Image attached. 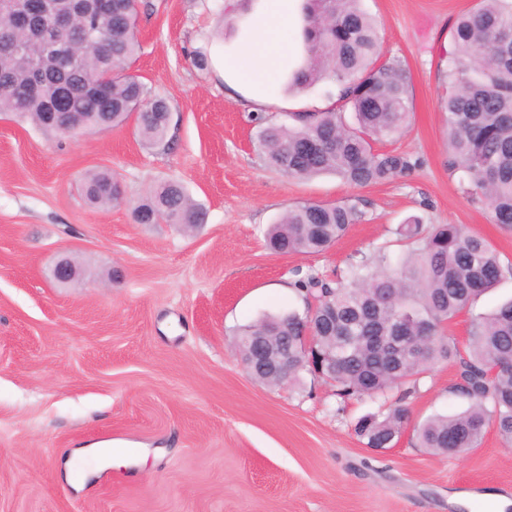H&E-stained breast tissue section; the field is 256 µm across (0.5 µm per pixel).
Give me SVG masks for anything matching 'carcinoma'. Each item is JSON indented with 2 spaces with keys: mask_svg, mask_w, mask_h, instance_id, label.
Returning <instances> with one entry per match:
<instances>
[{
  "mask_svg": "<svg viewBox=\"0 0 512 512\" xmlns=\"http://www.w3.org/2000/svg\"><path fill=\"white\" fill-rule=\"evenodd\" d=\"M362 0H307L303 29L304 65L288 79L287 91H303L332 80L337 98L314 112L287 115L292 123L262 116L256 149L267 168L296 179L334 173L351 186L383 184L409 175L420 160L375 144L407 124L412 105L407 66L380 53L376 22ZM138 0H91L73 13L63 30L45 27L13 30L0 44V113L29 120L46 134L64 125L119 127L136 119L142 142L167 147L170 106L127 73L140 48L136 36ZM94 40L70 60L55 43H80L87 29ZM22 45L26 55L16 54ZM40 65L36 78L30 60ZM445 102L448 114V168L461 172L467 194L485 201L490 219L512 229V0H477L460 17L449 37ZM354 114V122L346 113ZM89 204L123 201L120 181L107 170L85 175ZM359 202L300 203L288 207L265 233L269 249L282 255L317 253L364 219ZM137 224H192L204 214L177 180L154 188L133 209ZM393 234L407 247L394 258L376 247L351 263L344 281L331 286L315 270L295 283L305 302L302 312L266 316L237 329V348L250 359L251 337L269 336L278 345L288 337V383L310 371L299 337H314L328 353L321 378L336 385L341 398H371L388 403L384 412L362 416L356 435L369 448H391L409 421L404 400L428 366L446 361L458 367L455 392L468 401L465 411L435 416L414 427L420 447L455 457L480 446L487 426L512 441V300L488 314L470 317L466 343L445 335L447 324L471 312L474 301L512 276L487 239L460 224H425L413 217ZM431 332L418 351L392 350L375 336Z\"/></svg>",
  "mask_w": 512,
  "mask_h": 512,
  "instance_id": "carcinoma-1",
  "label": "carcinoma"
}]
</instances>
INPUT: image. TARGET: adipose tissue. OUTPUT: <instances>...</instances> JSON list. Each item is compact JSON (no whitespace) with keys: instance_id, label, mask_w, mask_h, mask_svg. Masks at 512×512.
Listing matches in <instances>:
<instances>
[{"instance_id":"adipose-tissue-1","label":"adipose tissue","mask_w":512,"mask_h":512,"mask_svg":"<svg viewBox=\"0 0 512 512\" xmlns=\"http://www.w3.org/2000/svg\"><path fill=\"white\" fill-rule=\"evenodd\" d=\"M302 8L303 0H246L237 10L235 32L224 43L228 93L264 109L287 103L281 77L303 63Z\"/></svg>"}]
</instances>
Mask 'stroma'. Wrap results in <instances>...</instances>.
<instances>
[{
  "instance_id": "1",
  "label": "stroma",
  "mask_w": 512,
  "mask_h": 512,
  "mask_svg": "<svg viewBox=\"0 0 512 512\" xmlns=\"http://www.w3.org/2000/svg\"><path fill=\"white\" fill-rule=\"evenodd\" d=\"M362 5L382 53L411 75L409 124L379 147L421 165L389 183L295 180L264 165L258 109L220 75L234 0L138 2L129 71L170 105L169 148L146 147L132 120L69 139L0 114V512H456L459 493L469 512H491L486 493L512 499V444L495 428L455 458L417 447L411 428L373 450L353 422L377 402L338 398L308 373L261 385L235 348L237 327L303 309L298 271L335 278L359 253L394 246L393 228L413 216L463 225L512 261V230L447 166L449 35L476 0ZM98 169L127 204L86 202L84 177ZM172 178L206 213L195 233L132 219L131 203ZM348 199L365 218L327 251L266 248L289 205ZM63 255L79 269L66 284L52 277ZM457 381L456 366L433 365L406 400L412 422L466 409ZM98 442L141 456L81 487L67 480L73 450Z\"/></svg>"
}]
</instances>
